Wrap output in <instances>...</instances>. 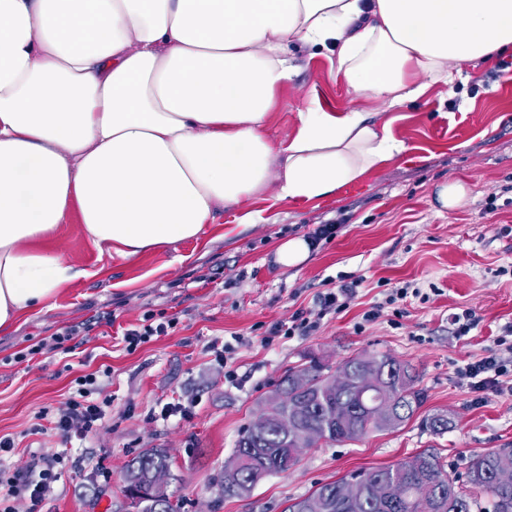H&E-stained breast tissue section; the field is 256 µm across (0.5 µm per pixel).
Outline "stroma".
<instances>
[{
  "instance_id": "stroma-1",
  "label": "stroma",
  "mask_w": 512,
  "mask_h": 512,
  "mask_svg": "<svg viewBox=\"0 0 512 512\" xmlns=\"http://www.w3.org/2000/svg\"><path fill=\"white\" fill-rule=\"evenodd\" d=\"M299 69L283 84L265 129L278 142L291 134L299 110L318 101L326 111L374 103L355 99L337 79L329 59L301 52ZM392 132L404 141L395 161L372 171L319 204L276 203L269 222L240 224L235 209L221 210L198 238L148 249L123 260L99 254L69 216L50 241L85 271L49 308L0 334V437L14 439L10 461L23 468L33 455L72 454L46 497L42 512H134L124 492L128 463L147 448L167 449L173 478L168 494L178 512H284L293 500L355 471L394 464L424 449L437 452L447 469L465 474L479 452L512 448V394L475 395L456 375L458 366L498 352V338L512 324V70L494 62L463 64L454 87L437 83L426 96L397 110ZM463 181L468 197L442 208L437 188ZM340 223L335 239L312 251L297 268L276 261L283 239L314 225ZM361 277L357 297L340 314L326 316L308 336L264 344V329L299 309L316 310L327 279ZM428 291L408 297L398 324L361 317L386 289ZM478 324L457 338L448 320L462 311ZM177 317L169 335L127 352L123 330L145 313ZM112 313L113 324L99 314ZM79 336L66 349L41 355L31 349L72 325ZM239 337L224 378L212 341ZM386 353L411 364L426 395L419 414L397 429L369 432L342 445L303 449L292 470L263 480L245 498L220 497L224 462L235 450L284 372L317 357L335 366L361 352ZM26 360H19V353ZM110 368L102 378L112 407L92 447H65L52 429L34 432L35 415L68 400L85 372ZM182 401L189 413L152 420L161 404ZM445 412L453 429L434 435L424 415Z\"/></svg>"
}]
</instances>
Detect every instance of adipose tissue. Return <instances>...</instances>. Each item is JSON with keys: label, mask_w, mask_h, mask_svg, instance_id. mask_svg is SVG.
I'll list each match as a JSON object with an SVG mask.
<instances>
[{"label": "adipose tissue", "mask_w": 512, "mask_h": 512, "mask_svg": "<svg viewBox=\"0 0 512 512\" xmlns=\"http://www.w3.org/2000/svg\"><path fill=\"white\" fill-rule=\"evenodd\" d=\"M324 54L382 111L512 48V0H0V332L81 275L37 247L77 209L102 254L198 237L218 208L311 202L404 151L368 113L264 130L294 69Z\"/></svg>", "instance_id": "obj_1"}]
</instances>
